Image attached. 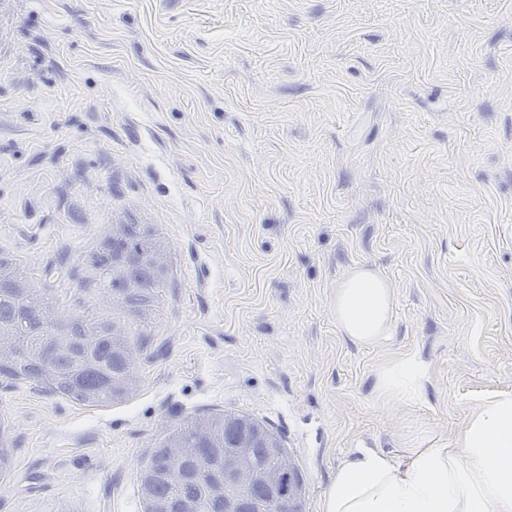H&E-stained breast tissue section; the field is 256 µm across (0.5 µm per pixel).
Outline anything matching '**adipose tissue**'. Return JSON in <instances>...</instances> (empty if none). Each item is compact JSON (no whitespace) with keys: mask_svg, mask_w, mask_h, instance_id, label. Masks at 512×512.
I'll list each match as a JSON object with an SVG mask.
<instances>
[{"mask_svg":"<svg viewBox=\"0 0 512 512\" xmlns=\"http://www.w3.org/2000/svg\"><path fill=\"white\" fill-rule=\"evenodd\" d=\"M394 292L375 271L356 268L333 305L342 335L371 345L388 335ZM425 363L405 355L380 370L378 388L413 404L423 394ZM322 512H512V395L489 398L451 447L413 448L398 458L354 449L322 500Z\"/></svg>","mask_w":512,"mask_h":512,"instance_id":"ef3b65f1","label":"adipose tissue"}]
</instances>
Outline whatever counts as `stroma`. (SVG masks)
<instances>
[{"label": "stroma", "mask_w": 512, "mask_h": 512, "mask_svg": "<svg viewBox=\"0 0 512 512\" xmlns=\"http://www.w3.org/2000/svg\"><path fill=\"white\" fill-rule=\"evenodd\" d=\"M116 224L166 248L151 316L86 262ZM0 251L136 349L107 406L0 376V512H142L151 450L224 411L321 512L353 449L450 446L512 392V0H0ZM360 266L395 293L369 346L332 310ZM407 353L413 406L376 388Z\"/></svg>", "instance_id": "obj_1"}]
</instances>
